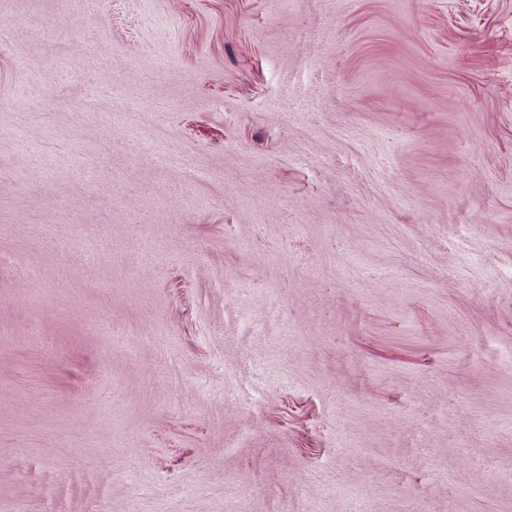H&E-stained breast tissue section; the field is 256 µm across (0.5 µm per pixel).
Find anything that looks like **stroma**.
Masks as SVG:
<instances>
[{"label":"stroma","mask_w":512,"mask_h":512,"mask_svg":"<svg viewBox=\"0 0 512 512\" xmlns=\"http://www.w3.org/2000/svg\"><path fill=\"white\" fill-rule=\"evenodd\" d=\"M0 27V512H512V0Z\"/></svg>","instance_id":"stroma-1"}]
</instances>
